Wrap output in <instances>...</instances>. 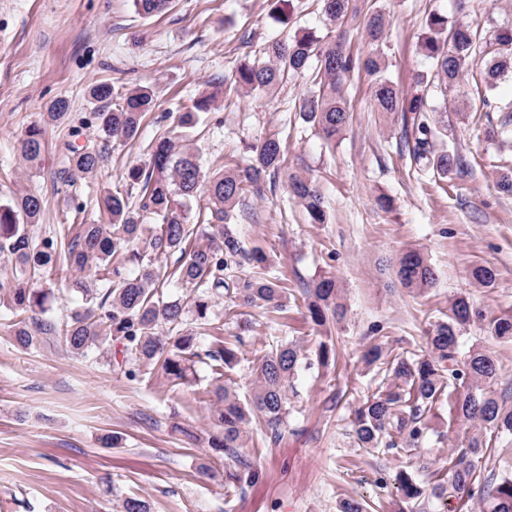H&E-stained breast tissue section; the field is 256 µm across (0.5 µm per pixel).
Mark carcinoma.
<instances>
[{"label":"carcinoma","mask_w":512,"mask_h":512,"mask_svg":"<svg viewBox=\"0 0 512 512\" xmlns=\"http://www.w3.org/2000/svg\"><path fill=\"white\" fill-rule=\"evenodd\" d=\"M329 23L320 35L309 29L296 30L282 40L266 42L260 58L243 63L224 76V89L242 95H270L281 84L299 75H309L316 86L300 101V118L319 128L323 139L341 138L350 115L344 84L361 70L374 77L376 111L400 116L404 147L418 164L437 177L461 178L469 164L455 150L435 146V129L429 113L436 111L421 91L404 92L389 75L380 47L387 39L385 14L373 13L366 24V36L377 46L367 56L347 51L339 31L349 11L350 0H323ZM138 14L150 16L165 11L170 0H133ZM428 32L419 49L435 77L444 86L443 96L462 93L472 60H485L480 80L471 93L480 104L500 113L498 124L488 123L485 138L496 141L512 132V99L492 101L495 90L506 77L512 78V25L493 26L483 31L462 19L432 12ZM99 101L115 100V107L95 113L102 141L89 146L65 143L66 166L62 180L71 184L90 178L103 165L112 142L136 136L142 118L152 110L153 98L139 86L118 91L103 82L90 90ZM44 128L28 127L20 139L24 161L38 164L43 156ZM149 159L143 166H131L125 180L140 189L138 209L119 190L97 199L98 209L108 217L106 224H69L67 232H45L38 221L44 199L34 193L17 195L0 206V308L12 314L10 335L16 345L27 349L47 336L59 337L68 351L80 357H106L113 348L112 364L135 379L142 369L161 366L176 385L196 373L198 363L210 367L215 386L211 408L217 432L207 438L208 447L232 462L224 469V485L242 491L255 482L261 471L245 448L247 429L253 422L270 445L279 441L290 416L288 391L303 370L314 365L326 367L336 359L333 341L319 340L314 358H309L297 340H281L256 358L250 399L243 402L231 389L228 373L245 349L249 326L231 340L213 336L200 347L203 333L190 324L213 331L222 327L215 303L229 297L236 307H265L278 313L288 309L292 290L277 277L266 274L238 277L237 269L248 264L263 269L267 255L259 248L248 250L234 224L236 206L247 191L259 194L266 180L276 177L286 163L282 141L267 137L251 147L245 166L226 165L216 171L206 168L201 156L181 144L180 136L163 135L148 146ZM288 193L303 206L311 223L326 220L325 201L310 179L291 174ZM207 198L209 222L188 224L192 203ZM157 217L159 224L148 229L140 212ZM176 256L175 268L162 271V260ZM92 269V277L84 275ZM73 271L69 292L76 306L64 319L43 318L50 288L39 286L49 272ZM190 287L188 300H166L160 284L166 276ZM396 275L407 289L421 293L435 283V272L426 255L416 249L401 254ZM470 276L490 288L496 271L489 264H476ZM307 316L318 329L341 322L347 314L340 301L335 279L324 277L298 290ZM480 324L501 344L512 343V314L489 317L466 296L448 304L444 318L430 325L422 337L421 349L409 356H390L382 344L371 343L361 362L371 370L386 366L383 384L360 400L351 410L354 447L366 451L381 448L385 454L410 456L431 442H441L444 432L432 427L437 409L448 405V424L467 425L463 445L454 449L448 469L419 479L423 464L400 468L395 474L396 498L391 512H512V470L497 468L496 448L512 443V403L500 394L497 360L480 345L464 346L462 330Z\"/></svg>","instance_id":"cac0c4a2"}]
</instances>
